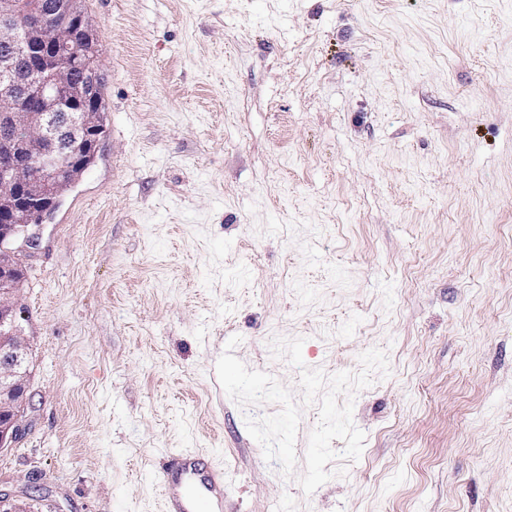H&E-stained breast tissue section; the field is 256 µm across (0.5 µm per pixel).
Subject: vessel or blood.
<instances>
[{
  "mask_svg": "<svg viewBox=\"0 0 512 512\" xmlns=\"http://www.w3.org/2000/svg\"><path fill=\"white\" fill-rule=\"evenodd\" d=\"M166 512H224V470L191 451L169 452L156 473Z\"/></svg>",
  "mask_w": 512,
  "mask_h": 512,
  "instance_id": "b4317fda",
  "label": "vessel or blood"
}]
</instances>
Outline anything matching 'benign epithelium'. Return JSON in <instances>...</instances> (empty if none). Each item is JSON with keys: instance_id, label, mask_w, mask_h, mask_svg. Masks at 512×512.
Instances as JSON below:
<instances>
[{"instance_id": "1", "label": "benign epithelium", "mask_w": 512, "mask_h": 512, "mask_svg": "<svg viewBox=\"0 0 512 512\" xmlns=\"http://www.w3.org/2000/svg\"><path fill=\"white\" fill-rule=\"evenodd\" d=\"M98 59L96 24L81 0H0V451L21 436L30 383L16 243L35 245L29 227L95 158L104 133Z\"/></svg>"}]
</instances>
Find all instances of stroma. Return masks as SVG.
Returning a JSON list of instances; mask_svg holds the SVG:
<instances>
[{"label": "stroma", "mask_w": 512, "mask_h": 512, "mask_svg": "<svg viewBox=\"0 0 512 512\" xmlns=\"http://www.w3.org/2000/svg\"><path fill=\"white\" fill-rule=\"evenodd\" d=\"M105 135L24 248L28 512H512V0H83ZM167 512H224V469L191 451H170L156 472Z\"/></svg>", "instance_id": "35a3bbf8"}]
</instances>
